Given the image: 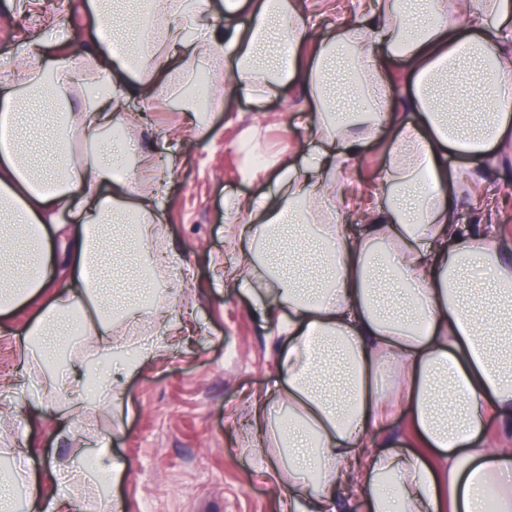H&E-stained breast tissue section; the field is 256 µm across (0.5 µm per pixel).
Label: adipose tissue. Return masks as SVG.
Segmentation results:
<instances>
[{"mask_svg":"<svg viewBox=\"0 0 512 512\" xmlns=\"http://www.w3.org/2000/svg\"><path fill=\"white\" fill-rule=\"evenodd\" d=\"M358 2L354 20L316 37L300 0H256L247 23L243 0H224L220 24L204 0H152L146 27L127 25L115 0H89L124 45L90 48L109 90L93 99L68 53L49 61L31 47L1 63L0 84L24 91L0 102V315L44 299L19 334L44 353L82 324V350L43 379L63 419L81 404L74 373L113 354L116 324L145 312L142 292L160 336L118 373L151 366L175 340L177 302L161 269L130 263L158 252L165 228L153 196L115 176L125 157L105 151V131L128 127L131 97L149 100L205 55L223 58L225 91L258 105L304 83L314 146L274 192L229 205L236 260L215 263L283 338L273 395L246 407L253 451L306 512H483L489 487L495 512H512V256L499 225L461 221L512 128V0ZM396 69L405 113L388 104ZM45 102L63 111L49 163L33 144ZM388 128L382 188L362 223H341L352 163ZM452 155L464 165L449 168ZM397 411L407 429L392 437ZM22 497L72 506L20 471L0 480V512Z\"/></svg>","mask_w":512,"mask_h":512,"instance_id":"ef3b65f1","label":"adipose tissue"}]
</instances>
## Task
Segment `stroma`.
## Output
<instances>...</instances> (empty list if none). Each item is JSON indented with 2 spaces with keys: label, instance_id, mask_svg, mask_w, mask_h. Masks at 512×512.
Here are the masks:
<instances>
[{
  "label": "stroma",
  "instance_id": "35a3bbf8",
  "mask_svg": "<svg viewBox=\"0 0 512 512\" xmlns=\"http://www.w3.org/2000/svg\"><path fill=\"white\" fill-rule=\"evenodd\" d=\"M20 2L0 0V59L47 40L46 14L78 49L98 37L99 23L84 0H42L38 13L20 11ZM306 94L297 83L260 107L228 94L214 100L199 133L172 110L171 87L159 86L147 104L129 100V112L149 113L135 123L140 150L172 159L140 188L155 194L166 227L165 281L176 288L178 317L191 332L152 366L125 378L116 403L85 411L70 424L48 410L44 369L25 363L17 343V332L39 315V305L0 317V376L13 380L11 388H0V405L15 410L7 431L37 485L93 512L101 487L96 473L112 454L128 468L110 488L124 512H281L282 490L264 461L250 454L240 412L245 399L268 393L278 372V322L261 319L239 289L215 279L213 265L227 254L228 201L269 191L274 166L302 163L310 149V132L295 119ZM390 145L386 139L366 147L355 163L358 200L378 189ZM484 180L483 198L469 204L461 220L472 223L481 209L494 207L512 251V143Z\"/></svg>",
  "mask_w": 512,
  "mask_h": 512
}]
</instances>
